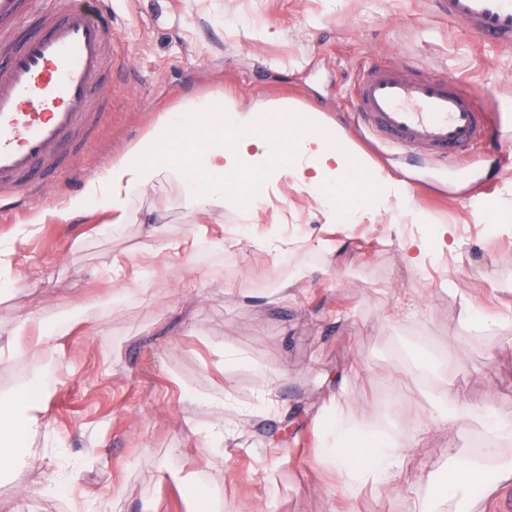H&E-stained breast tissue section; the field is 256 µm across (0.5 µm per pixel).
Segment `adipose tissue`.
Wrapping results in <instances>:
<instances>
[{
	"mask_svg": "<svg viewBox=\"0 0 512 512\" xmlns=\"http://www.w3.org/2000/svg\"><path fill=\"white\" fill-rule=\"evenodd\" d=\"M162 129V134L131 145L112 161L104 176L92 179L83 194L55 211L57 222L71 223L92 206L112 214L115 223L129 221L130 195L173 170L182 183L187 207L205 217L237 195L235 175L269 169L276 161L286 162L287 173L317 192L330 211L335 210L353 174L384 185L395 196L407 193L402 182L383 179L369 157L355 152L345 131L329 125L313 109L279 102L261 109L246 108L220 93L198 107L167 113ZM483 421L486 446L478 455H453L449 495L490 472L504 480L512 478V460L500 459L496 448L498 438L512 433V414L487 415ZM41 423L39 408L22 411L15 403L0 401V470L15 457L18 431L36 430ZM324 436L315 464L335 472L347 488L391 480L405 467L414 446L413 441L381 435L354 445L337 416L328 422Z\"/></svg>",
	"mask_w": 512,
	"mask_h": 512,
	"instance_id": "ef3b65f1",
	"label": "adipose tissue"
}]
</instances>
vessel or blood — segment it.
Instances as JSON below:
<instances>
[{
  "label": "vessel or blood",
  "instance_id": "1",
  "mask_svg": "<svg viewBox=\"0 0 512 512\" xmlns=\"http://www.w3.org/2000/svg\"><path fill=\"white\" fill-rule=\"evenodd\" d=\"M450 20L497 47L512 46V0H440ZM0 0V213L24 215L101 123L112 83V15L76 0ZM31 28H24L25 19ZM357 119L391 149L412 146L448 164L486 139V115L455 79L374 64L355 86Z\"/></svg>",
  "mask_w": 512,
  "mask_h": 512
}]
</instances>
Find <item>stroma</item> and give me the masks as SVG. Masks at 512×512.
I'll return each instance as SVG.
<instances>
[{"label":"stroma","mask_w":512,"mask_h":512,"mask_svg":"<svg viewBox=\"0 0 512 512\" xmlns=\"http://www.w3.org/2000/svg\"><path fill=\"white\" fill-rule=\"evenodd\" d=\"M106 2L112 85L81 176L0 223V250L22 273L0 291V341L30 311L60 330L44 425L0 473V512H83L89 501L144 512L151 496L161 512H192L188 481L208 512H329L337 501L348 512H488L494 480L464 501L437 495L480 423L462 432L424 416L444 385L467 406L512 413V145L484 143L449 169L391 158L357 128L351 91L370 62L437 67L512 125V47L485 45L439 0ZM219 92L250 108L290 100L321 111L382 176L405 183L406 198L357 180L348 192L366 202L345 223L287 173L256 175L259 203L228 202L201 221L169 174L131 195L128 222L99 209L51 218L166 113ZM154 224L182 249L161 250ZM412 239L426 246L417 266L404 258ZM114 265L133 288L117 312L75 314L83 298L106 297ZM300 273L303 287L280 300ZM45 361L26 351L0 362V395L27 399ZM332 392L354 433L417 438L397 480L347 491L314 467V419ZM211 395L224 399V437L205 447L186 421L209 426L195 400ZM56 477L60 490L45 493Z\"/></svg>","instance_id":"1"}]
</instances>
